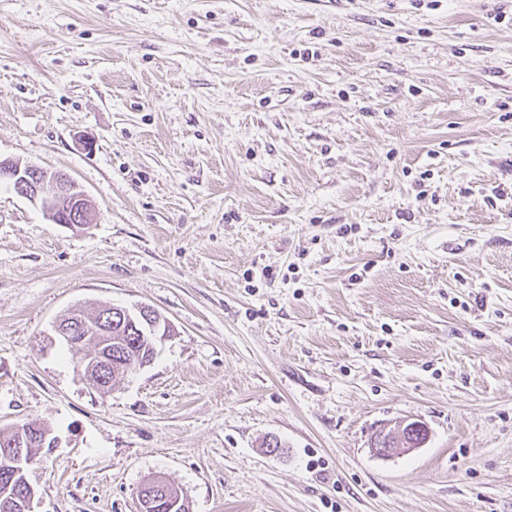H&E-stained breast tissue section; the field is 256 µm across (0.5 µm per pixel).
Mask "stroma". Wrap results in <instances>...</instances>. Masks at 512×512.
Here are the masks:
<instances>
[{"instance_id": "35a3bbf8", "label": "stroma", "mask_w": 512, "mask_h": 512, "mask_svg": "<svg viewBox=\"0 0 512 512\" xmlns=\"http://www.w3.org/2000/svg\"><path fill=\"white\" fill-rule=\"evenodd\" d=\"M0 158L93 213L0 185L34 512H512V0H0ZM103 303L171 324L106 393L54 331ZM0 182H8L15 193L39 204L54 223L78 226L91 221L88 199L67 174L0 160ZM383 434H388L392 448H373L377 455L384 456L388 452L399 454L422 447L428 439V429L420 421L401 420L386 428ZM163 494L164 499L172 498L175 495L173 485L164 477H156L152 480L147 492L140 494V512H147L155 508L158 498L154 496Z\"/></svg>"}]
</instances>
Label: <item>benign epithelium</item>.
<instances>
[{
	"mask_svg": "<svg viewBox=\"0 0 512 512\" xmlns=\"http://www.w3.org/2000/svg\"><path fill=\"white\" fill-rule=\"evenodd\" d=\"M0 182L9 183L15 193L40 205L48 217L56 224L72 226L91 221L88 199L68 175L52 172L42 167L12 160H0ZM144 319L148 323L147 339L154 342L156 336L169 334L168 321L149 306L133 310L106 304L96 312V317L87 318L83 310L75 309L55 326L57 335L71 348L83 350L79 369L87 380L100 390L103 374L110 371L116 378L128 373L122 365L112 363V327L124 325L127 321ZM392 448H376L374 452L384 456L387 453L399 454L422 447L428 439V429L420 421L401 420L384 430ZM37 445L52 448L55 440L50 432L39 431L34 427H21L15 439L9 435L0 436V446L4 448V458L15 466L29 469L31 461L24 459L23 449ZM161 494L169 499L175 495L173 485L164 477L152 480L148 491L140 494V512L155 508Z\"/></svg>",
	"mask_w": 512,
	"mask_h": 512,
	"instance_id": "1",
	"label": "benign epithelium"
}]
</instances>
